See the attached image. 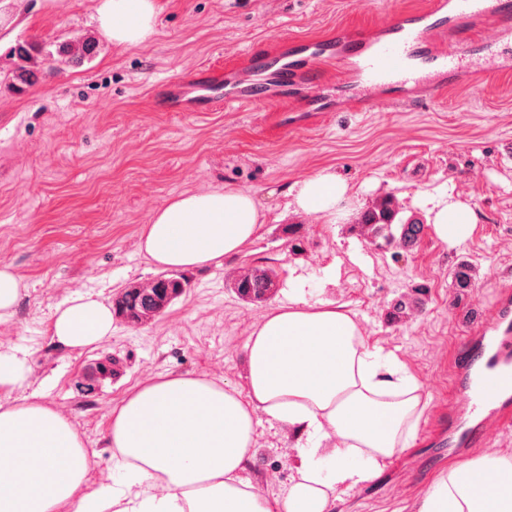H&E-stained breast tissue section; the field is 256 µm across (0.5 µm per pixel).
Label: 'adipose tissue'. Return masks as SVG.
Wrapping results in <instances>:
<instances>
[{
	"mask_svg": "<svg viewBox=\"0 0 512 512\" xmlns=\"http://www.w3.org/2000/svg\"><path fill=\"white\" fill-rule=\"evenodd\" d=\"M112 43L139 46L156 32L154 0H100ZM297 211L335 223L349 186L329 170L296 182ZM265 215L253 193L229 186L182 192L155 209L138 249L162 269L223 265L258 237ZM435 237L456 246L474 230L469 209L434 200ZM338 276H298L245 345V387L167 374L113 409L109 439L119 477L89 492L91 458L70 420L35 401L0 404V512H332L342 489L374 481L414 440L427 402L398 355L362 335L355 315L324 298ZM114 313L90 295L58 306L52 336L70 349L110 337ZM293 428L297 464L285 494L268 500L242 473L257 415ZM499 473L486 486L478 472ZM418 512H512V457H477L440 473Z\"/></svg>",
	"mask_w": 512,
	"mask_h": 512,
	"instance_id": "obj_1",
	"label": "adipose tissue"
}]
</instances>
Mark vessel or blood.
Here are the masks:
<instances>
[{
	"instance_id": "b4317fda",
	"label": "vessel or blood",
	"mask_w": 512,
	"mask_h": 512,
	"mask_svg": "<svg viewBox=\"0 0 512 512\" xmlns=\"http://www.w3.org/2000/svg\"><path fill=\"white\" fill-rule=\"evenodd\" d=\"M497 33L502 68L512 67V0H430L419 12L394 11L367 35L328 40H294L285 49L250 54L247 85L219 75L177 77L162 90L171 111L241 103L260 106L274 79L309 90V101L325 111L322 59L343 57L355 104H374L389 89L405 90V103L435 98L447 79L475 74L482 46L467 34L478 22ZM512 428V288L499 290L490 308L478 311L471 335L463 337L454 360V395L448 402V443L490 448Z\"/></svg>"
}]
</instances>
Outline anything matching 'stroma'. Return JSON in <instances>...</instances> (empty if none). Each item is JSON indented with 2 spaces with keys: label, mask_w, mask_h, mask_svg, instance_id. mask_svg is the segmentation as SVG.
I'll return each mask as SVG.
<instances>
[{
  "label": "stroma",
  "mask_w": 512,
  "mask_h": 512,
  "mask_svg": "<svg viewBox=\"0 0 512 512\" xmlns=\"http://www.w3.org/2000/svg\"><path fill=\"white\" fill-rule=\"evenodd\" d=\"M427 0H159L155 35L137 47L113 44L98 29V0H0L12 18L0 30V265L27 289L13 317L0 321V349L24 348L23 388L0 401L37 395L66 415L92 459L87 491L113 473L108 440L112 410L140 383L169 373L203 375L244 389L245 344L253 328L284 301L292 278L340 266L325 298L347 305L369 342L394 350L422 385L429 404L411 448L381 476L340 493L334 512H416L435 476L452 461L432 444L436 409L447 403L457 341L471 331L468 314L490 306L500 284H512V70H488L486 89L457 84L435 100L401 106L392 92L368 112L346 109L339 63L320 69L328 109L309 111L301 94L273 87L264 107L169 112L157 96L166 79L230 66L239 53L277 36L357 35L382 23L387 9L417 10ZM89 37L91 57L40 68L15 91L2 80L14 68L17 41L42 46ZM290 97L292 109L280 100ZM344 178L352 203L325 223L295 212L290 189L322 169ZM254 193L265 213L260 236L222 266L187 273L174 305L143 326L116 323L97 347L68 349L52 337L57 306L77 293L111 302L130 283L155 275L138 250L152 212L170 196L217 186ZM450 192L474 218V230L452 247L425 229L411 252L378 250L358 234L360 213L394 194L403 217L427 220L429 197ZM479 269L470 288L452 283L459 259ZM274 268L279 287L264 302L240 299L233 278ZM408 295L414 309L392 319ZM118 375L81 388L104 355ZM296 436L285 424L259 421L255 453L243 476L268 498L287 489Z\"/></svg>",
  "instance_id": "stroma-1"
}]
</instances>
